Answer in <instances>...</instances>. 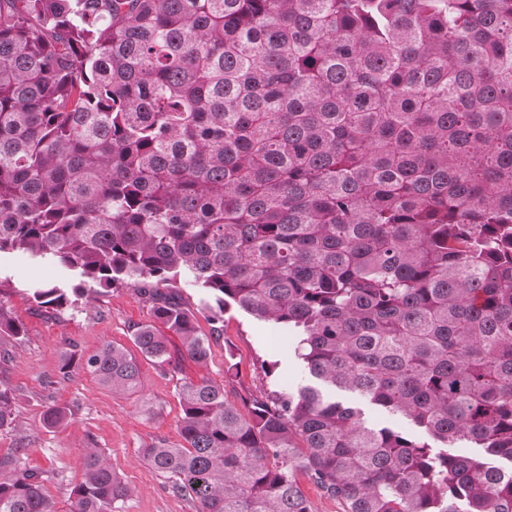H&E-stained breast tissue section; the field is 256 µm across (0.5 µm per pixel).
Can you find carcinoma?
Returning <instances> with one entry per match:
<instances>
[{
    "label": "carcinoma",
    "instance_id": "carcinoma-1",
    "mask_svg": "<svg viewBox=\"0 0 512 512\" xmlns=\"http://www.w3.org/2000/svg\"><path fill=\"white\" fill-rule=\"evenodd\" d=\"M143 289L204 363L184 276L280 324L319 386L241 410L187 382L146 449L196 512H512V0H0V252ZM23 327L0 303V334ZM144 357L169 361L153 324ZM80 366L142 383L111 343ZM423 430L365 425L320 387ZM466 442L474 455L451 452ZM27 449L0 512H58ZM73 512L127 487L94 450ZM297 478L313 512H343L341 503L325 496L304 473H298Z\"/></svg>",
    "mask_w": 512,
    "mask_h": 512
}]
</instances>
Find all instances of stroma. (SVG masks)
<instances>
[{"label":"stroma","instance_id":"1","mask_svg":"<svg viewBox=\"0 0 512 512\" xmlns=\"http://www.w3.org/2000/svg\"><path fill=\"white\" fill-rule=\"evenodd\" d=\"M79 277L54 260L21 252L0 253V304L22 324L20 337L0 335V390L12 399L14 422L0 430V454L14 448L28 451L27 468L41 473L44 490L59 512H70L71 490L82 482L85 449H100L129 489L120 512H195L177 495L171 478L155 471L144 457L150 445L179 442V391L184 383L208 380L223 385L235 404L262 398L270 391L293 392L309 384L307 370L282 345L279 325L226 307L221 321L211 319L213 298L199 285L180 279L177 290L194 314L200 331L210 337L207 364L189 359L181 338L168 337L170 363L158 366L141 359L143 386L133 395L116 396L87 372L62 375L70 351L88 356L103 344L133 349L137 326L153 322L150 305L136 288L85 292L59 312L38 307L37 288L70 289ZM279 361L274 375L262 364ZM66 409L59 426L44 422L49 407Z\"/></svg>","mask_w":512,"mask_h":512}]
</instances>
